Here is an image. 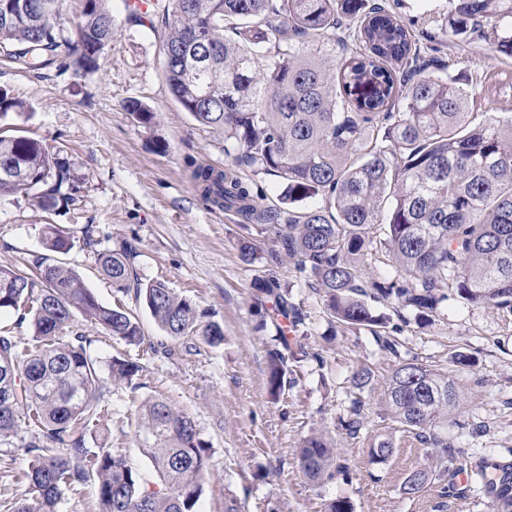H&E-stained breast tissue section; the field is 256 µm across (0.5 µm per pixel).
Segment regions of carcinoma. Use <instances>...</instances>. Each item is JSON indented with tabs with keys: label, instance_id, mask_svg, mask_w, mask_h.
<instances>
[{
	"label": "carcinoma",
	"instance_id": "carcinoma-1",
	"mask_svg": "<svg viewBox=\"0 0 512 512\" xmlns=\"http://www.w3.org/2000/svg\"><path fill=\"white\" fill-rule=\"evenodd\" d=\"M66 0H0V56L20 69L54 62L88 72L112 41L108 0H84L70 19ZM437 34H416L383 0H156L161 19L162 68L170 90L200 127L224 136L236 166L279 177L283 200L308 198L301 212L260 209L251 185L230 171L198 168L201 196L272 234L304 283L323 293L327 314L366 329L381 349L400 356L399 341L383 334L388 319L372 303H395L420 321L438 314L453 292L467 305L512 311V120L468 111L461 76L435 67L438 41L475 34L512 56V0H449ZM84 181L61 149L0 131V198L24 194L51 213L76 205ZM48 253L23 267L0 266V312L28 323L21 346L0 326V366L8 363L16 399L0 406V444H14L18 422L32 427L19 445L28 456L25 492L15 512H58L65 495L94 480L99 512H194L207 474L208 448L195 421L159 399L140 405L141 447L161 479L149 487L125 453L101 435L96 417L101 366L115 383H129L143 366L130 358L106 363L76 329L82 316L114 339L140 346L143 333L122 305L98 301L82 277L54 257L72 248L53 224L43 230ZM395 264L388 283L368 281L357 265L374 244ZM138 247L124 241L100 254L112 287L133 295L173 339L200 337L216 346L224 333L201 324L192 302L165 283L144 280ZM274 296L278 315L299 331L303 318L274 275L258 282ZM268 354L267 392L280 397L288 383L285 352ZM401 362L384 388L383 412L405 442L424 447L430 464L412 471L403 493L415 499L470 465L487 512H512V463L481 457L469 463L448 445V414L463 405L457 369ZM362 400H351L343 427L358 438ZM94 441V447L88 442ZM397 454L390 438L369 448V463ZM298 464L323 483L347 466L336 443L320 432L302 440Z\"/></svg>",
	"mask_w": 512,
	"mask_h": 512
}]
</instances>
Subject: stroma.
Masks as SVG:
<instances>
[{"label":"stroma","instance_id":"obj_1","mask_svg":"<svg viewBox=\"0 0 512 512\" xmlns=\"http://www.w3.org/2000/svg\"><path fill=\"white\" fill-rule=\"evenodd\" d=\"M388 2L408 27L431 33L449 8L448 0ZM109 7L115 19L112 41L94 71H28L0 60V89L23 103L21 112H10L9 124L66 150L86 176L77 208L52 217L25 197L0 199V265L42 251V226L52 222L74 242L63 262L103 304L122 303L146 343L154 345L148 353L90 322L78 323L90 336L94 355L128 356L143 367L132 383L106 385L97 404L113 447L126 452L148 483L158 484L139 451V407L145 399L162 398L194 418L209 446L196 512H225L233 503L240 512H323L337 497L349 498L354 512H435L436 489L415 499L402 492L406 473L426 466L422 453L402 445L390 465L379 467L369 464L368 451L379 439L401 438L381 417L382 385L398 361L418 358L447 367L462 351L471 357L459 375L466 403L449 417L448 442L512 462V313L497 309L451 299L439 317L424 323L409 311L381 305L398 329L401 347L395 357L369 332L329 320L321 295L305 285L292 263L282 262L275 274L289 301L305 314L291 341L303 358L290 363L285 393L270 399L267 359L278 334L275 300L253 282L266 273L273 240L201 198L193 171L229 165L224 139L197 126L172 96L159 53L163 27L128 22L125 0H110ZM438 58L449 73L468 79L469 111L512 116L511 58L464 37L443 42ZM131 99L153 112L152 123H139L126 111ZM88 224L94 228L91 247L83 242ZM126 240L139 247L142 279L165 281L192 301L202 323L221 326L223 343L171 339L143 302L118 295L100 272L99 255ZM244 241L256 248L249 263L239 252ZM362 367L372 370L373 386L362 394L364 427L352 439L339 421L349 415L350 379ZM314 430L336 439L348 475L322 484L302 475L296 450ZM27 465L17 448L0 445V512H13Z\"/></svg>","mask_w":512,"mask_h":512}]
</instances>
